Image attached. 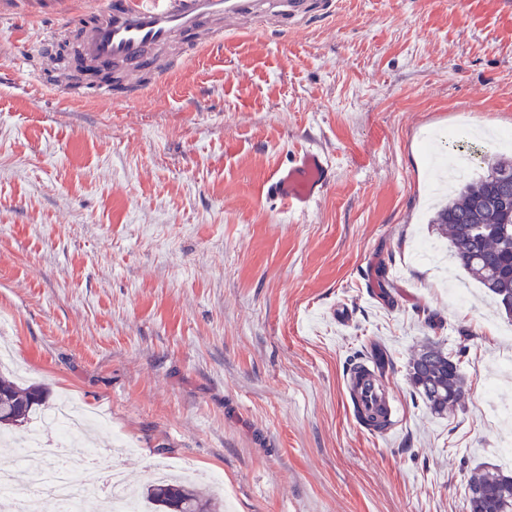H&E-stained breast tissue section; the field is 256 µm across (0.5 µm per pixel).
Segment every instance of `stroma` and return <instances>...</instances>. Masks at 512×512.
I'll list each match as a JSON object with an SVG mask.
<instances>
[{
	"instance_id": "obj_1",
	"label": "stroma",
	"mask_w": 512,
	"mask_h": 512,
	"mask_svg": "<svg viewBox=\"0 0 512 512\" xmlns=\"http://www.w3.org/2000/svg\"><path fill=\"white\" fill-rule=\"evenodd\" d=\"M67 0H0V354L21 386L107 419L96 466L221 477L230 512H468L500 468L512 338L436 240L441 156L512 130V0H336L297 28L239 32L126 101L29 79ZM320 151L303 212L267 192ZM428 309L424 321L420 309ZM462 362L463 406L414 402L411 355ZM380 357L403 416L374 436L343 385Z\"/></svg>"
}]
</instances>
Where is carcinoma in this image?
Returning <instances> with one entry per match:
<instances>
[{
    "mask_svg": "<svg viewBox=\"0 0 512 512\" xmlns=\"http://www.w3.org/2000/svg\"><path fill=\"white\" fill-rule=\"evenodd\" d=\"M512 158H499L476 180L443 205L431 219L446 235L451 256L474 281L495 296L505 315L512 317V233L497 228L512 226ZM468 346L450 354L439 344L422 346L408 362L414 397L431 413L444 415L461 405L465 377L461 359ZM44 392L23 389L0 375V431L22 424L42 405ZM468 512H512V475L475 468L465 485ZM153 512H221L218 498L204 486L187 480L153 482L142 492Z\"/></svg>",
    "mask_w": 512,
    "mask_h": 512,
    "instance_id": "cac0c4a2",
    "label": "carcinoma"
}]
</instances>
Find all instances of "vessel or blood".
Returning <instances> with one entry per match:
<instances>
[{
	"mask_svg": "<svg viewBox=\"0 0 512 512\" xmlns=\"http://www.w3.org/2000/svg\"><path fill=\"white\" fill-rule=\"evenodd\" d=\"M334 0H107L101 7L75 8L79 24L76 54L84 65L111 69L129 79L124 92H143L135 78L147 69L168 75L185 63V48H209L227 34L270 23L299 24L331 13ZM328 183L326 162L317 151L303 152L276 170L269 188L290 210L305 211ZM344 384L360 420L396 421V398L375 362L348 367Z\"/></svg>",
	"mask_w": 512,
	"mask_h": 512,
	"instance_id": "obj_1",
	"label": "vessel or blood"
}]
</instances>
